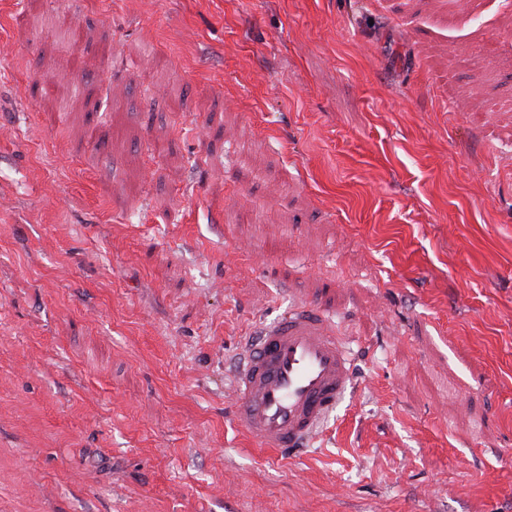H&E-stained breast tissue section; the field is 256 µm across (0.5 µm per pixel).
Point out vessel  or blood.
I'll return each mask as SVG.
<instances>
[{
  "mask_svg": "<svg viewBox=\"0 0 512 512\" xmlns=\"http://www.w3.org/2000/svg\"><path fill=\"white\" fill-rule=\"evenodd\" d=\"M351 344L335 315L313 304L260 322L231 382L237 424L284 455L316 441L354 390Z\"/></svg>",
  "mask_w": 512,
  "mask_h": 512,
  "instance_id": "1",
  "label": "vessel or blood"
}]
</instances>
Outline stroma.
I'll use <instances>...</instances> for the list:
<instances>
[{
  "label": "stroma",
  "instance_id": "stroma-1",
  "mask_svg": "<svg viewBox=\"0 0 512 512\" xmlns=\"http://www.w3.org/2000/svg\"><path fill=\"white\" fill-rule=\"evenodd\" d=\"M510 93L512 0H0V512H512ZM300 302L357 385L280 457ZM313 304L262 321L242 342L233 415L260 447L288 455L316 441L355 387L349 336Z\"/></svg>",
  "mask_w": 512,
  "mask_h": 512
}]
</instances>
